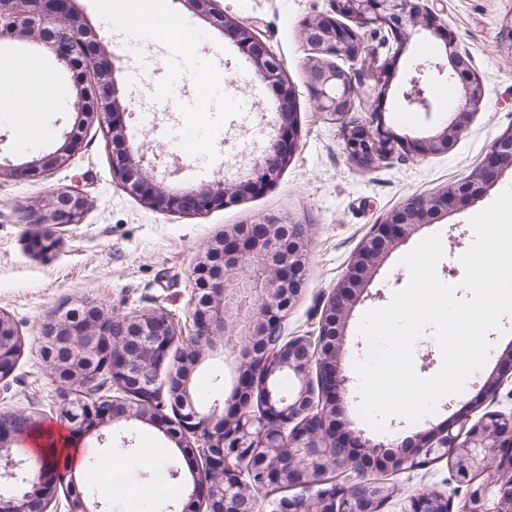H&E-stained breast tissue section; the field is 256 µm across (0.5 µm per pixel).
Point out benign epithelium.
<instances>
[{
    "label": "benign epithelium",
    "instance_id": "1",
    "mask_svg": "<svg viewBox=\"0 0 512 512\" xmlns=\"http://www.w3.org/2000/svg\"><path fill=\"white\" fill-rule=\"evenodd\" d=\"M73 0H0V40L9 37L43 44L56 63L79 67L93 76V92L77 84V111L103 115L114 141L131 136L125 122L128 107L119 98L111 53L86 51L85 23ZM203 20L224 30L256 75L278 100V132L255 160L247 177L219 181L215 188L172 194L144 167L145 157L130 151L112 154V174L132 194L165 212L200 215L273 185L298 148L296 90L280 61L259 41L252 27L224 14L218 0H180ZM379 37L369 44L359 29ZM438 36L445 58L429 62L427 89L401 94L405 107L434 111L432 86L451 68L459 85L453 117L437 134L418 140H399L386 127L377 109L360 123L345 125V149L351 160L369 167L396 150L412 156L448 151L480 108L484 90L454 37L441 31L428 0H330V13L304 25L311 47L308 88L317 110L333 118L351 111L353 99L368 98L381 105L396 78L395 63L417 41L421 31ZM352 63L344 68L334 62ZM80 148V131L73 129L53 154L16 166L17 177H29L67 165ZM512 170V132L504 134L462 187L430 196H417L372 225L344 276L325 304L318 335L282 336V322L299 297L308 264L306 236L299 224L268 216L254 224H238L214 237L193 268L200 296L186 334L187 351L180 364L161 379L182 330L164 312L112 317L94 305H64L44 322L45 356L53 361L58 379L69 387L91 383L102 373L112 379L117 394H92L73 400L61 395L59 413L72 430L87 437L118 420L139 421L161 430L177 447L190 449L191 459H204L202 475L192 473L198 512H257L248 475L258 472L260 486L288 485L302 492L283 499V512H380L396 493L385 480H362L350 487L326 479L335 468L359 469L361 449L376 452L364 431L338 420L346 377L340 343L347 320L360 295L384 258L417 228L448 214L458 202L483 198ZM87 199L75 191L55 194L46 211L23 213L29 224L69 225L80 221ZM21 335L0 312V380L14 372ZM208 357L232 360L235 386L224 404L199 412L191 395L192 376ZM293 384L280 393L283 380ZM261 393L255 413L244 398ZM178 410L179 432L169 430L165 406ZM23 425L0 418V484L17 493L0 495V512H97L99 503L68 489L58 468L46 467L34 476L17 448L29 433L34 415L14 413ZM258 444L263 454L245 449ZM446 460L455 477L469 490L458 512H512V414L488 411L479 419L461 414L451 423L419 436L408 451L377 459L379 468L393 472L414 469L420 459ZM486 478L476 482L481 475ZM65 504H60V499ZM448 491L425 489L410 497L405 512H452Z\"/></svg>",
    "mask_w": 512,
    "mask_h": 512
}]
</instances>
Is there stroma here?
<instances>
[{
  "label": "stroma",
  "mask_w": 512,
  "mask_h": 512,
  "mask_svg": "<svg viewBox=\"0 0 512 512\" xmlns=\"http://www.w3.org/2000/svg\"><path fill=\"white\" fill-rule=\"evenodd\" d=\"M161 2L165 30L154 37L140 36L133 17L121 13L119 6H108L105 0L75 3L91 38L121 58L116 78L130 107L125 116L133 133L128 147L144 150L146 167L154 169L171 191L246 175L274 132L276 97L223 31L205 23L181 0ZM219 6L252 27L282 61L297 91L296 153L272 187L201 215L166 214L128 193L112 175V137L95 120L84 123L81 149L70 165L24 179L1 175L0 311L15 322L23 345L14 373L0 381V413L31 412L42 418L44 427H57L61 384L45 362L41 330L61 303L87 300L115 316L162 311L179 327H188L196 299L193 267L200 252L225 227L265 216L307 229L305 286L282 325V334L317 335L327 297L371 226L411 197L464 182L502 134L512 130V57L499 47L501 28L512 16V0H432L441 24L469 55L484 89L483 102L447 152L408 156L398 151L369 169L349 158L340 124L317 111L306 86L310 50L303 23L326 13L329 0H219ZM181 35L195 39L192 61H185L179 51L176 39ZM32 56L52 75L55 100L41 113L0 108V163L19 166L54 152L79 121L73 110L76 74L60 68L51 53L38 50L35 43H0L2 62ZM174 75L179 78L178 94L172 97L166 89ZM245 96L260 104L246 120L232 107ZM435 103L437 109L431 114L409 112L393 90L382 118L398 136L423 138L438 132L454 110L443 98ZM187 132L204 144L205 154L199 160L187 158L179 147ZM510 187L512 170L482 199L420 227L388 256L362 294L343 338L342 367L349 379L343 412L355 426L363 427L366 438L398 444L461 411L476 418L487 411L512 412V379L504 380L497 395L483 389L489 375L501 373L502 359L512 350V316L504 318L502 332L490 333L487 361L464 391L443 397L436 412L417 423L393 417L384 430L364 427L354 371L355 361L367 354L368 344L358 334L363 314L385 306L409 280L400 258L423 238L440 234L445 256L437 275L443 282L459 283L464 276L460 257L474 239L470 218ZM69 189L88 200L80 223L59 227L23 221L28 207L48 204L54 191ZM44 236L53 239V248L45 253L33 250L32 242ZM105 434L106 442L92 435L82 444L100 455L123 448L135 484L145 478L137 466L139 449L172 445L156 428L137 422L119 421ZM388 480L399 493L381 512H402L406 500L425 487L452 490L460 498L467 492L444 461L389 474Z\"/></svg>",
  "instance_id": "obj_1"
}]
</instances>
